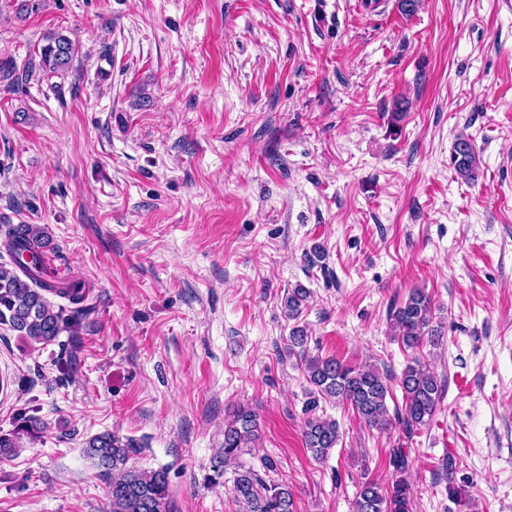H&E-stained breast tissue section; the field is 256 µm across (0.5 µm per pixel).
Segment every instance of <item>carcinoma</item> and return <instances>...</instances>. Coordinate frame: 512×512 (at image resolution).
Returning a JSON list of instances; mask_svg holds the SVG:
<instances>
[{
    "instance_id": "carcinoma-1",
    "label": "carcinoma",
    "mask_w": 512,
    "mask_h": 512,
    "mask_svg": "<svg viewBox=\"0 0 512 512\" xmlns=\"http://www.w3.org/2000/svg\"><path fill=\"white\" fill-rule=\"evenodd\" d=\"M76 47L61 33L46 37L39 50V62L30 63L23 74L11 61L0 62V82L13 86L21 77H31L37 71L60 73L73 64ZM454 170L461 180L477 179L479 157L472 143L460 138L452 154ZM49 236L39 224H0V245L13 259V267L0 266V325H5L30 344L45 345L56 341L60 334L76 327L86 306L85 293L79 286L58 279H47L44 248ZM67 299L71 315L63 317L46 294ZM310 291L293 288L284 300L285 313L296 320L307 307ZM391 335L409 348L424 344L436 346L441 337L433 325L431 298L422 289L413 290L408 299L389 312ZM308 336L301 326L291 329L288 357L306 370L309 382L317 393L338 403L347 404L369 426L388 431L401 427L410 439L416 430L428 425L443 400L445 384L427 367L421 357L413 358L399 378L402 406L389 415L386 400L392 396L390 378L378 369L364 365L350 367L335 358L313 356L307 347ZM305 448L317 461L327 458L339 441L335 420L312 416L303 430ZM259 422L254 410L240 406L224 425V458L227 463L256 447ZM135 448L128 440L112 433H103L87 442L85 454L93 465L109 479L111 512H173V495L164 469L146 470L128 465ZM411 457L402 447L392 449L389 466L392 482L381 485L372 480L361 483L354 512H411L410 485L407 480ZM232 494L242 505L243 512H295L294 496L286 484L266 480L253 467L239 466L233 479Z\"/></svg>"
}]
</instances>
